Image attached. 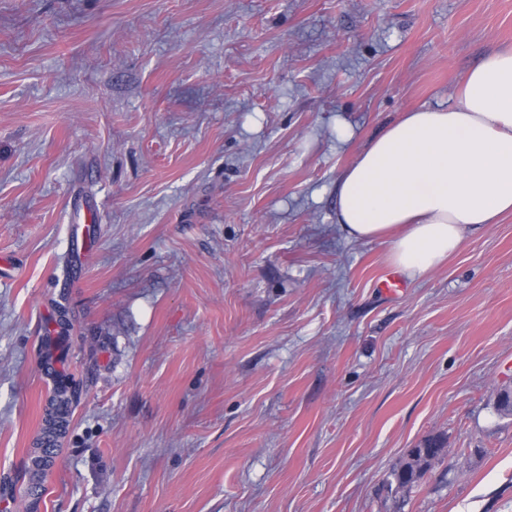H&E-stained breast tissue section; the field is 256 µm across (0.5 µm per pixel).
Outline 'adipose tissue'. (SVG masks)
Segmentation results:
<instances>
[{
    "label": "adipose tissue",
    "instance_id": "ef3b65f1",
    "mask_svg": "<svg viewBox=\"0 0 512 512\" xmlns=\"http://www.w3.org/2000/svg\"><path fill=\"white\" fill-rule=\"evenodd\" d=\"M336 197L347 237L389 239L390 262L411 277L512 213V51L470 70L453 106L388 125L340 176Z\"/></svg>",
    "mask_w": 512,
    "mask_h": 512
}]
</instances>
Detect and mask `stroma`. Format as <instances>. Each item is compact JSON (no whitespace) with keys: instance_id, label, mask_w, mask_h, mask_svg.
Returning a JSON list of instances; mask_svg holds the SVG:
<instances>
[{"instance_id":"1","label":"stroma","mask_w":512,"mask_h":512,"mask_svg":"<svg viewBox=\"0 0 512 512\" xmlns=\"http://www.w3.org/2000/svg\"><path fill=\"white\" fill-rule=\"evenodd\" d=\"M503 49L512 0H0V485L62 301L86 393L40 512H512V215L397 296L336 222L370 141ZM424 448H411L407 459L392 471L393 480L399 487L416 484L442 456L443 443L440 439H428Z\"/></svg>"}]
</instances>
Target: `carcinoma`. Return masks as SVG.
<instances>
[{
	"mask_svg": "<svg viewBox=\"0 0 512 512\" xmlns=\"http://www.w3.org/2000/svg\"><path fill=\"white\" fill-rule=\"evenodd\" d=\"M73 332L74 323L68 310L56 304L42 338V360L53 371L42 431L58 437L65 433L71 412L80 402L83 392L82 383L66 369ZM442 452L443 443L437 438L427 440L422 448L411 449L407 459L392 471L393 480L400 487L416 484L432 463L440 459Z\"/></svg>",
	"mask_w": 512,
	"mask_h": 512,
	"instance_id": "carcinoma-1",
	"label": "carcinoma"
}]
</instances>
